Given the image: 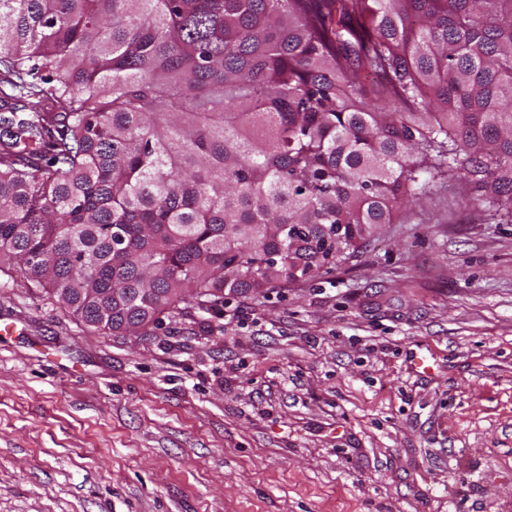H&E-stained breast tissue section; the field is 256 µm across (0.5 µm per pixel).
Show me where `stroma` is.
<instances>
[{"label":"stroma","mask_w":512,"mask_h":512,"mask_svg":"<svg viewBox=\"0 0 512 512\" xmlns=\"http://www.w3.org/2000/svg\"><path fill=\"white\" fill-rule=\"evenodd\" d=\"M0 323V512H512V223L460 187L145 336L1 273Z\"/></svg>","instance_id":"obj_1"}]
</instances>
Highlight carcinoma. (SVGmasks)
I'll list each match as a JSON object with an SVG mask.
<instances>
[{
	"instance_id": "carcinoma-1",
	"label": "carcinoma",
	"mask_w": 512,
	"mask_h": 512,
	"mask_svg": "<svg viewBox=\"0 0 512 512\" xmlns=\"http://www.w3.org/2000/svg\"><path fill=\"white\" fill-rule=\"evenodd\" d=\"M445 182L512 220V0H0V271L88 327L312 278Z\"/></svg>"
}]
</instances>
